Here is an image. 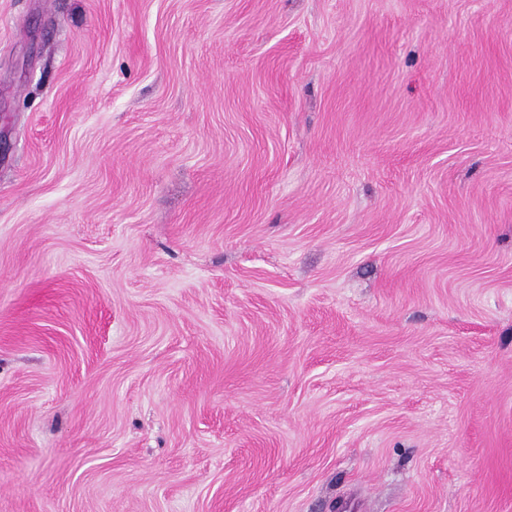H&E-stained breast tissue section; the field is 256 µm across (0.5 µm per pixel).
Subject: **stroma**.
Listing matches in <instances>:
<instances>
[{
  "instance_id": "stroma-1",
  "label": "stroma",
  "mask_w": 512,
  "mask_h": 512,
  "mask_svg": "<svg viewBox=\"0 0 512 512\" xmlns=\"http://www.w3.org/2000/svg\"><path fill=\"white\" fill-rule=\"evenodd\" d=\"M0 512H512V0H0Z\"/></svg>"
}]
</instances>
